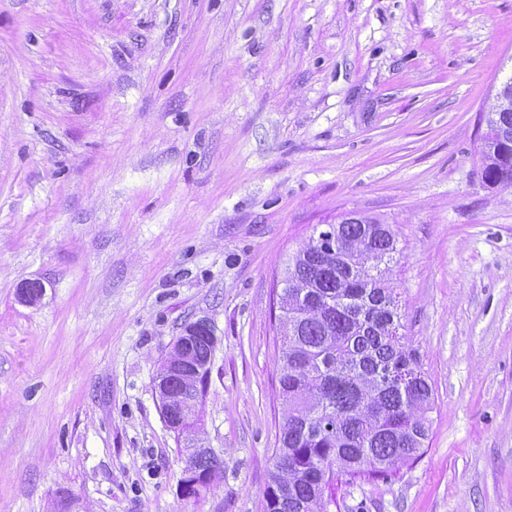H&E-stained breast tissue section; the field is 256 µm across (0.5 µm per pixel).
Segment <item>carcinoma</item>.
Instances as JSON below:
<instances>
[{"label":"carcinoma","mask_w":512,"mask_h":512,"mask_svg":"<svg viewBox=\"0 0 512 512\" xmlns=\"http://www.w3.org/2000/svg\"><path fill=\"white\" fill-rule=\"evenodd\" d=\"M482 160L487 183L512 186V156L490 145ZM330 231L344 249L322 250L311 239L279 279L285 415L263 512H328L338 476L384 477L417 458L428 438L432 389L399 333L389 268H380L397 251L396 237L368 217ZM212 351L202 334L193 359L202 365ZM220 469L217 457H199L192 498Z\"/></svg>","instance_id":"1"}]
</instances>
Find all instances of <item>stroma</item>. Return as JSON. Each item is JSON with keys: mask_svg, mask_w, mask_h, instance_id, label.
<instances>
[{"mask_svg": "<svg viewBox=\"0 0 512 512\" xmlns=\"http://www.w3.org/2000/svg\"><path fill=\"white\" fill-rule=\"evenodd\" d=\"M511 78L512 0H0V512H262L271 285L347 213L396 236L433 397L423 454L329 512H512V188L480 140ZM199 319L195 500L155 377ZM493 147L482 150V176L489 184L512 186V155H501L498 149L495 153ZM192 450L193 451L190 453L188 462L182 472L180 489L184 496H188L190 491H192L191 498L195 499L199 497L203 488H207L214 483V480L221 469V462L216 456L209 455L213 453L210 448L193 446ZM198 456L200 457L197 462V478L195 479V481L198 482V485L191 490V488L196 485V482L193 480L196 477V474L191 470V468L193 462Z\"/></svg>", "mask_w": 512, "mask_h": 512, "instance_id": "1", "label": "stroma"}]
</instances>
